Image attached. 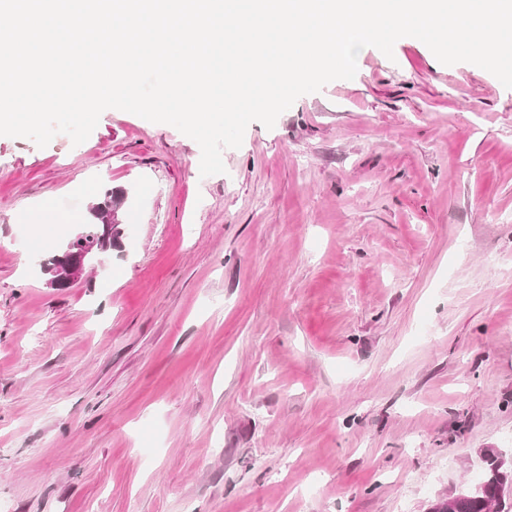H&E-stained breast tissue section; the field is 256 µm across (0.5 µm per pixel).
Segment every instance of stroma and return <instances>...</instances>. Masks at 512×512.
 Returning <instances> with one entry per match:
<instances>
[{"instance_id":"1","label":"stroma","mask_w":512,"mask_h":512,"mask_svg":"<svg viewBox=\"0 0 512 512\" xmlns=\"http://www.w3.org/2000/svg\"><path fill=\"white\" fill-rule=\"evenodd\" d=\"M357 67L205 178L118 109L0 136V512H430L512 454V89ZM109 190L119 248L51 288ZM44 267L45 269L51 268L53 271V277L49 279L51 288H59L62 284L71 285L82 279L86 273V253L71 251V245H68L63 256L50 258L48 262L44 263Z\"/></svg>"}]
</instances>
